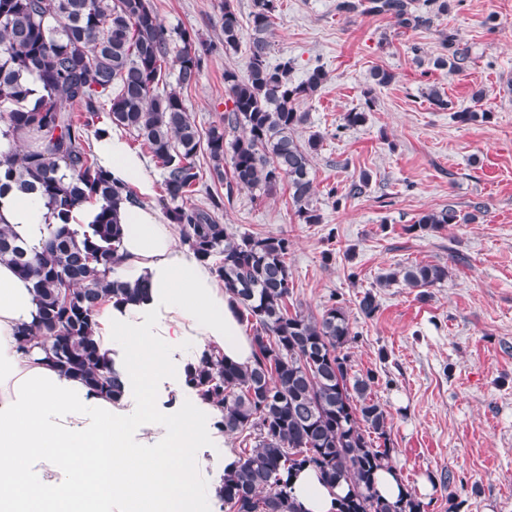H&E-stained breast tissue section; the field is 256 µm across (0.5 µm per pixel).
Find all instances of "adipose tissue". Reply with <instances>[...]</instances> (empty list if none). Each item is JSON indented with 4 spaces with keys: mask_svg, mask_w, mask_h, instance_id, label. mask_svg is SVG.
I'll list each match as a JSON object with an SVG mask.
<instances>
[{
    "mask_svg": "<svg viewBox=\"0 0 512 512\" xmlns=\"http://www.w3.org/2000/svg\"><path fill=\"white\" fill-rule=\"evenodd\" d=\"M92 149L121 191L111 275L147 286L141 300L105 303L95 317L123 399L62 374L40 348L19 350L17 331L34 322L38 303L30 281L0 263V512H112L116 501L124 512H211L216 490L203 487L194 451L223 448L228 470L237 454L217 435L211 407L185 393V368L198 344L238 364L250 363L253 344L232 295L155 206L145 158L115 129L93 138ZM53 221L39 195L0 197V224L32 250ZM143 397L155 406L137 407ZM345 493L309 467L291 484L303 512H337Z\"/></svg>",
    "mask_w": 512,
    "mask_h": 512,
    "instance_id": "1",
    "label": "adipose tissue"
}]
</instances>
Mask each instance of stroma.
Returning a JSON list of instances; mask_svg holds the SVG:
<instances>
[{
  "mask_svg": "<svg viewBox=\"0 0 512 512\" xmlns=\"http://www.w3.org/2000/svg\"><path fill=\"white\" fill-rule=\"evenodd\" d=\"M169 28L195 30L213 50L183 96L201 129L229 107L224 71L244 69V52H225L221 0H153ZM338 0H277L272 59L294 60V80L322 67L327 80L300 101L323 146L312 160L315 206L323 221L299 223L285 186L236 192L221 223L238 232L286 233L291 302L320 313L337 301L350 316L353 372L378 376L372 397L388 411L391 462L411 489L431 483L425 512H512V0H448L416 28ZM468 59L455 74L436 68L443 35ZM394 75L372 83L374 68ZM486 96L474 102L472 93ZM438 91L446 107L430 101ZM366 122L344 125L352 110ZM490 110L464 122L463 110ZM367 179L361 195L333 205L330 187ZM454 208L467 224L413 230L424 211ZM448 268L428 296L395 284L389 269L412 263ZM374 292L378 312L358 303Z\"/></svg>",
  "mask_w": 512,
  "mask_h": 512,
  "instance_id": "stroma-1",
  "label": "stroma"
}]
</instances>
